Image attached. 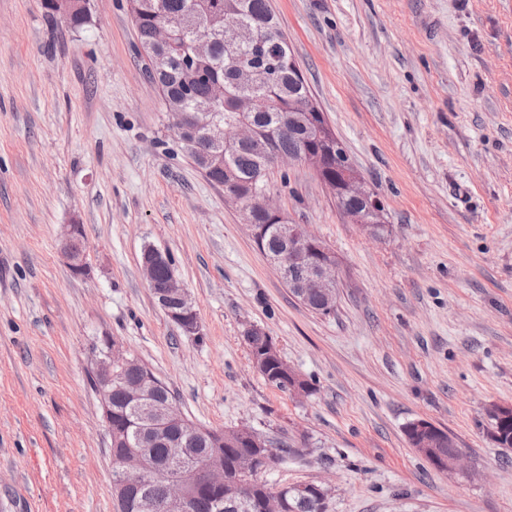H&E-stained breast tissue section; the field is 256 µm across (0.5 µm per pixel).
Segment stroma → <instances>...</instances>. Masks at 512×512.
<instances>
[{
	"label": "stroma",
	"mask_w": 512,
	"mask_h": 512,
	"mask_svg": "<svg viewBox=\"0 0 512 512\" xmlns=\"http://www.w3.org/2000/svg\"><path fill=\"white\" fill-rule=\"evenodd\" d=\"M314 103L377 193L383 237L350 223L314 172L268 192L339 261L314 313L239 208L178 143L129 0L86 24L0 0V512H114L109 437L88 344L113 337L209 429L301 444L260 473L330 487L329 512H512V0H272ZM84 224L90 272L59 251ZM168 252L198 312L183 336L143 278ZM251 325L311 385L269 386ZM425 419L461 450L438 470L410 447Z\"/></svg>",
	"instance_id": "stroma-1"
}]
</instances>
